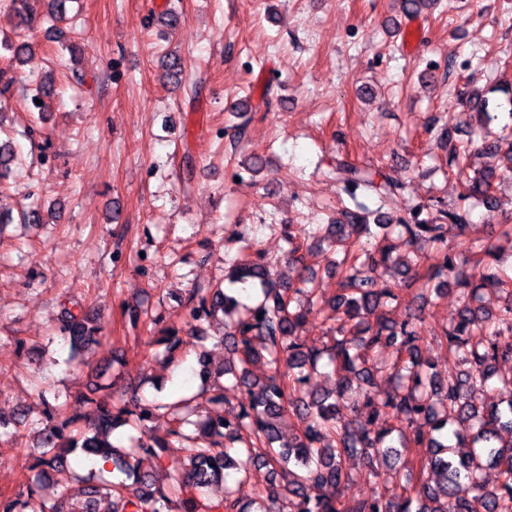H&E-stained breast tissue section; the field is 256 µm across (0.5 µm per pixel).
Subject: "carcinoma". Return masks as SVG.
<instances>
[{
    "label": "carcinoma",
    "mask_w": 512,
    "mask_h": 512,
    "mask_svg": "<svg viewBox=\"0 0 512 512\" xmlns=\"http://www.w3.org/2000/svg\"><path fill=\"white\" fill-rule=\"evenodd\" d=\"M18 26L34 30L36 9L27 0H12ZM5 49L23 65L33 63L29 42H5ZM17 75L0 68V100L12 94ZM468 106L482 113L484 124L477 131L483 153L496 158L507 137H491L490 125L497 113L479 95L466 97ZM466 155L456 148L448 152L463 192L462 200L495 204L494 183L498 176L512 178V166L499 174L493 166L470 175ZM332 173L355 208L342 212V219L323 227H310L299 234L288 230V262L299 264L297 283L276 285L259 259L245 260L235 269L233 282L259 284L264 297L252 305L216 288L198 301H189L195 320L215 313L238 312L233 324L224 327L218 342L230 354L224 375L233 386L245 389L247 403L237 411L224 408V390L214 389L209 402L214 414L189 421L177 404L142 406L121 397L110 401L89 398L65 400L46 418L36 465L55 483L53 496L45 501L35 489L14 498L0 499V512H90L98 498L111 501V512H279L277 504L287 498L294 512H512V378L499 380L496 400L479 406L474 393L494 377V366L512 360V276L491 269L493 249L482 243L466 247L452 243L469 224V212L454 204L431 218L409 212L391 220L368 224V207L358 195L377 196L399 208L401 184L388 173L336 161ZM340 248L343 257L334 265L340 277L339 293L325 301L313 287V277L299 251L304 240ZM412 246L423 240L438 245L428 268L421 272L407 258L393 256L397 244ZM483 266L476 279L473 269ZM394 267L409 284L422 290L421 297H437L448 287L459 292L458 307L448 324L432 332L446 346L448 366L467 365L443 382L423 358L419 342L420 315L411 312L396 323L387 309L399 303L396 288L382 279L379 270ZM490 284L505 294L507 304L493 315L480 306L483 286ZM333 308V335L320 346L306 344L299 326L318 306ZM71 354L100 342L101 324L82 311L64 310ZM263 361L270 374L252 377L250 366ZM331 368V391L309 390L311 378L321 367ZM92 404L93 420L83 431H74L82 417L78 410ZM389 409L396 424L374 431L371 424L379 408ZM171 415L168 438L139 437L129 447L111 441L114 430L124 426L143 428L155 412ZM239 444L238 456L226 444ZM421 449L419 477L405 479L401 494L387 499L377 493L351 505L339 494L350 480L347 461L367 460L368 475L398 455V448ZM112 461L113 480L94 481L93 473L82 475L68 466L76 453ZM151 454L161 476L139 474L140 453ZM261 465L271 473V487L258 495L259 506L240 504L228 481L229 471L238 481L248 478L252 467ZM498 473V483L488 488L483 471ZM223 489L217 501L207 496Z\"/></svg>",
    "instance_id": "obj_1"
}]
</instances>
